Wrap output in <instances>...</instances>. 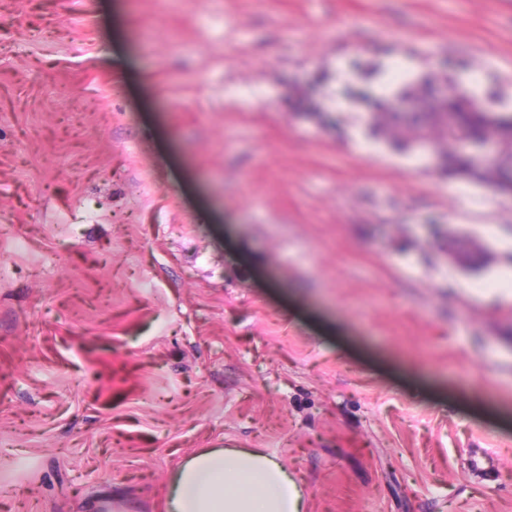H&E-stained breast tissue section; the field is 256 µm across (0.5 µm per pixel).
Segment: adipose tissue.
Wrapping results in <instances>:
<instances>
[{"instance_id":"ef3b65f1","label":"adipose tissue","mask_w":512,"mask_h":512,"mask_svg":"<svg viewBox=\"0 0 512 512\" xmlns=\"http://www.w3.org/2000/svg\"><path fill=\"white\" fill-rule=\"evenodd\" d=\"M301 486L259 448H205L171 477L166 512H304Z\"/></svg>"}]
</instances>
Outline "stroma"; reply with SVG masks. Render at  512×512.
I'll return each mask as SVG.
<instances>
[{"mask_svg":"<svg viewBox=\"0 0 512 512\" xmlns=\"http://www.w3.org/2000/svg\"><path fill=\"white\" fill-rule=\"evenodd\" d=\"M404 61L511 110L512 0H0V512H166L220 447L512 512V197L367 136Z\"/></svg>","mask_w":512,"mask_h":512,"instance_id":"1","label":"stroma"}]
</instances>
